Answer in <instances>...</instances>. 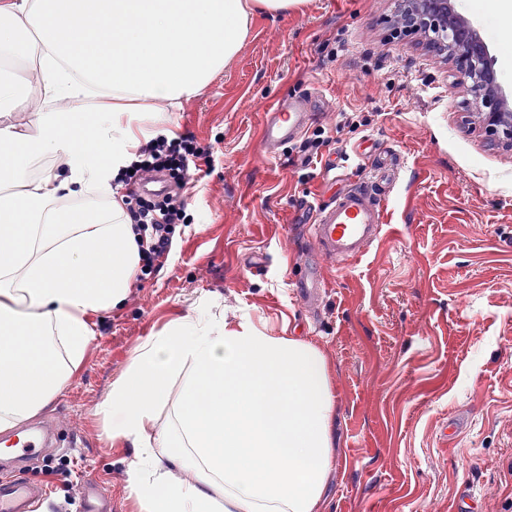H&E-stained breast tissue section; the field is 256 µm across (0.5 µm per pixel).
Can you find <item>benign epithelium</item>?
Listing matches in <instances>:
<instances>
[{"label":"benign epithelium","mask_w":512,"mask_h":512,"mask_svg":"<svg viewBox=\"0 0 512 512\" xmlns=\"http://www.w3.org/2000/svg\"><path fill=\"white\" fill-rule=\"evenodd\" d=\"M399 20L411 31L428 37L435 46L454 51L452 63L456 84L471 95L477 105L480 122L489 145L512 148V110L487 61V50L475 29L461 24L457 32L449 26L450 0H400Z\"/></svg>","instance_id":"obj_1"}]
</instances>
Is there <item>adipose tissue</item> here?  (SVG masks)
<instances>
[{
	"label": "adipose tissue",
	"instance_id": "obj_1",
	"mask_svg": "<svg viewBox=\"0 0 512 512\" xmlns=\"http://www.w3.org/2000/svg\"><path fill=\"white\" fill-rule=\"evenodd\" d=\"M301 0H0V431L65 387L139 266L114 183L206 93L256 13ZM100 412L142 512H322L325 352L202 301L139 346Z\"/></svg>",
	"mask_w": 512,
	"mask_h": 512
}]
</instances>
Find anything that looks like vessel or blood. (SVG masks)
Instances as JSON below:
<instances>
[{"instance_id":"vessel-or-blood-1","label":"vessel or blood","mask_w":512,"mask_h":512,"mask_svg":"<svg viewBox=\"0 0 512 512\" xmlns=\"http://www.w3.org/2000/svg\"><path fill=\"white\" fill-rule=\"evenodd\" d=\"M314 101L305 96L288 97L274 101L264 112L261 122V143L267 155H276L280 147L302 135L315 114ZM398 162L379 166L372 182H346L344 173L337 180L345 181V188L325 203H305L311 218L308 240L318 256L336 262L351 263L362 259L381 239L385 222V199L392 185V172L398 171ZM297 295L307 307H315L323 292V271L308 267L297 283ZM50 426L21 431L9 442L16 462L24 463L41 456L52 446ZM41 485L20 477H0V512H33L43 500Z\"/></svg>"}]
</instances>
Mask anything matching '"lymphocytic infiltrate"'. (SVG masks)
<instances>
[{"instance_id":"lymphocytic-infiltrate-1","label":"lymphocytic infiltrate","mask_w":512,"mask_h":512,"mask_svg":"<svg viewBox=\"0 0 512 512\" xmlns=\"http://www.w3.org/2000/svg\"><path fill=\"white\" fill-rule=\"evenodd\" d=\"M209 156L195 137L160 135L139 149L131 172L124 174L129 213L144 242L139 249L143 274L162 265L178 224L185 220L186 191Z\"/></svg>"}]
</instances>
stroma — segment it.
Here are the masks:
<instances>
[{
	"label": "stroma",
	"mask_w": 512,
	"mask_h": 512,
	"mask_svg": "<svg viewBox=\"0 0 512 512\" xmlns=\"http://www.w3.org/2000/svg\"><path fill=\"white\" fill-rule=\"evenodd\" d=\"M479 26L512 98V31L501 0H453ZM399 0H304L256 14L236 61L172 113L174 133L212 152L188 191L165 266L134 280L122 305L91 315L94 338L62 392L36 416L59 419L60 446L32 460L69 470L39 512H78L85 477L116 512L134 458L97 412L134 349L199 301L228 321L250 314L327 354L336 391V460L325 512H452L471 492L481 512H512V152L489 148L452 64L417 35H395ZM314 94L326 143L310 164L298 141L268 158L260 122L276 99ZM353 112L359 125L346 123ZM403 160L382 238L360 260L324 266L317 320L294 295L308 248L302 201L342 189L326 161L370 180L369 161ZM460 427L443 435L444 421Z\"/></svg>",
	"instance_id": "35a3bbf8"
}]
</instances>
